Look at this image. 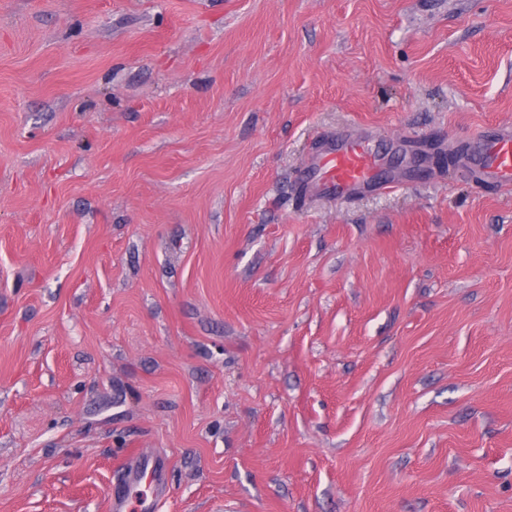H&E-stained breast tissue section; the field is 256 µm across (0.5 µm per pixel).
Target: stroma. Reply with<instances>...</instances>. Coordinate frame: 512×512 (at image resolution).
I'll return each instance as SVG.
<instances>
[{
	"mask_svg": "<svg viewBox=\"0 0 512 512\" xmlns=\"http://www.w3.org/2000/svg\"><path fill=\"white\" fill-rule=\"evenodd\" d=\"M506 125L512 0H0V512H512ZM483 183L492 186L512 184V128L481 133L471 139L465 157ZM380 165L367 136L331 134L315 145L295 185L304 199H348L372 184ZM136 466L124 475L123 489L111 498L113 512H155L163 493V463L155 456H135Z\"/></svg>",
	"mask_w": 512,
	"mask_h": 512,
	"instance_id": "stroma-1",
	"label": "stroma"
}]
</instances>
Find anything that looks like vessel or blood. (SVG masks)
Masks as SVG:
<instances>
[{"mask_svg": "<svg viewBox=\"0 0 512 512\" xmlns=\"http://www.w3.org/2000/svg\"><path fill=\"white\" fill-rule=\"evenodd\" d=\"M466 161L483 183L512 184V128L482 133L468 143ZM381 165L367 136L332 134L319 141L308 162L298 171L295 184L301 197L347 199L368 188ZM162 462L140 454L124 475L123 489L111 498L112 512H156L163 493Z\"/></svg>", "mask_w": 512, "mask_h": 512, "instance_id": "b4317fda", "label": "vessel or blood"}]
</instances>
